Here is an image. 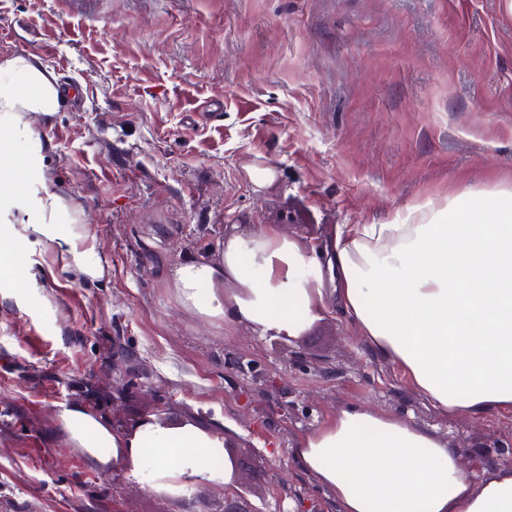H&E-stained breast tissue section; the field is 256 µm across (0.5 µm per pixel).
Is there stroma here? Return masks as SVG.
Instances as JSON below:
<instances>
[{
    "instance_id": "obj_1",
    "label": "stroma",
    "mask_w": 512,
    "mask_h": 512,
    "mask_svg": "<svg viewBox=\"0 0 512 512\" xmlns=\"http://www.w3.org/2000/svg\"><path fill=\"white\" fill-rule=\"evenodd\" d=\"M41 48L69 95L28 121L105 274L34 235L23 275L0 268V512H223V486L176 500L93 461L74 405L220 433L253 512H338L290 450L348 405L512 467V412L448 416L338 310L287 342L184 307L172 278L253 224L304 250L512 187L504 0H0V56Z\"/></svg>"
}]
</instances>
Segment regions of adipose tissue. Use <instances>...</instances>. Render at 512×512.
<instances>
[{"instance_id": "ef3b65f1", "label": "adipose tissue", "mask_w": 512, "mask_h": 512, "mask_svg": "<svg viewBox=\"0 0 512 512\" xmlns=\"http://www.w3.org/2000/svg\"><path fill=\"white\" fill-rule=\"evenodd\" d=\"M55 73L31 53L0 60V206H17L45 167L24 116L58 111ZM56 242L83 279L104 274L67 202L44 188L27 223ZM174 280L200 314L288 340L336 305L412 388L451 416L512 409V191L470 190L415 223L339 224L300 252L276 226L230 235L220 263L179 267ZM235 286L219 295L217 282ZM71 440L122 449L142 487L185 478L235 489L224 437L194 420H147L110 430L75 405L62 413ZM293 456L332 494L339 512H512V468L463 473L446 440L394 416L346 407L303 437Z\"/></svg>"}]
</instances>
